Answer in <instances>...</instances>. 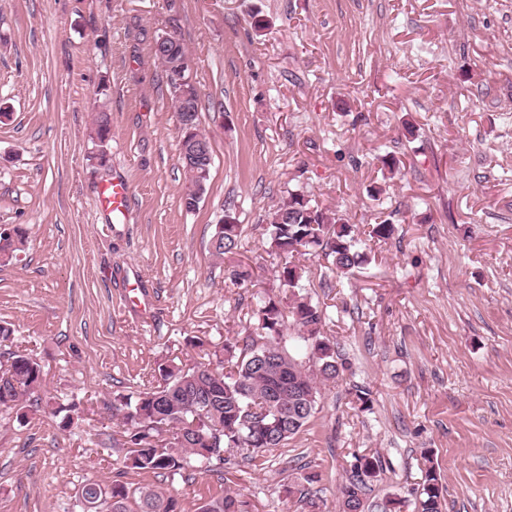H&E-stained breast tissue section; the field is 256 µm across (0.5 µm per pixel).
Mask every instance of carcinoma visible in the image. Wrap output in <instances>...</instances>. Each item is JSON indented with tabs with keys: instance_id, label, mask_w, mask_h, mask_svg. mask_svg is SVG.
I'll list each match as a JSON object with an SVG mask.
<instances>
[{
	"instance_id": "cac0c4a2",
	"label": "carcinoma",
	"mask_w": 512,
	"mask_h": 512,
	"mask_svg": "<svg viewBox=\"0 0 512 512\" xmlns=\"http://www.w3.org/2000/svg\"><path fill=\"white\" fill-rule=\"evenodd\" d=\"M110 135V120L98 113L93 138L103 143ZM210 173L185 176L186 210L193 211L198 191L206 190ZM241 225L220 224L211 240L213 254L222 258L238 248ZM395 225L384 220L372 226L370 238L385 242ZM265 235L279 253L316 254L330 263L338 282L350 280L354 271L371 262L357 245L347 220L312 202L299 191L288 195L268 211ZM25 243L21 229L0 234V263L6 264ZM303 268L287 261L279 281L292 296L285 306L265 296L259 299L256 337L238 348L228 342L214 351L219 368L206 363L183 365L171 359L158 365L162 383L137 395L118 394L112 414L120 417L128 444L125 466L175 477L189 460L220 456L226 449L245 450L255 459L279 448L313 416L318 385L342 377L345 362L336 343L321 334L325 313L302 293ZM230 279L240 287L253 282L251 268L235 266ZM302 329L301 346L291 353L280 345L287 327ZM43 371L27 353H12L0 377V410H14L24 420L42 409ZM385 470L377 454L356 457L352 475L341 489L342 512H365L364 495L369 483ZM81 512H179L178 500L170 493L148 487L129 488L88 482L80 490ZM417 512H443L440 475L434 467L422 470ZM201 512H239L235 497L226 495L205 504Z\"/></svg>"
}]
</instances>
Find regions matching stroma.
<instances>
[{
	"instance_id": "obj_1",
	"label": "stroma",
	"mask_w": 512,
	"mask_h": 512,
	"mask_svg": "<svg viewBox=\"0 0 512 512\" xmlns=\"http://www.w3.org/2000/svg\"><path fill=\"white\" fill-rule=\"evenodd\" d=\"M165 33L195 61L212 145L192 212L152 52ZM0 112V227L27 238L0 265V324L13 330L0 361L29 353L53 399L23 422L0 412V512H80L90 480L174 492L180 512L227 494L240 512H339L369 453L387 469L368 512L391 498L414 512L429 465L445 512H512V0H0ZM117 177L132 202L114 218L94 197ZM290 190L343 214L358 239L397 227L350 287L325 259L301 260L348 370L261 461L234 450L172 479L126 468L113 393L250 335L254 293L286 298V257L264 229ZM228 211L241 242L219 260L210 242ZM237 263L255 290L231 282ZM307 473L316 481L301 484Z\"/></svg>"
}]
</instances>
